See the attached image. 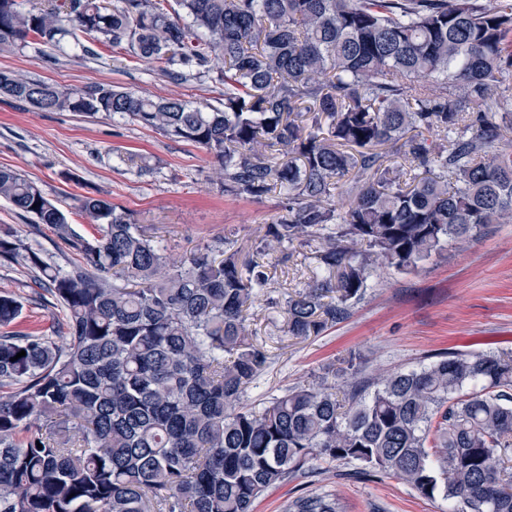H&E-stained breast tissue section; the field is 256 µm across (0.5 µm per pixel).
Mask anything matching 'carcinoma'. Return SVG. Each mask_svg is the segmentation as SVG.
Instances as JSON below:
<instances>
[{"label":"carcinoma","instance_id":"cac0c4a2","mask_svg":"<svg viewBox=\"0 0 512 512\" xmlns=\"http://www.w3.org/2000/svg\"><path fill=\"white\" fill-rule=\"evenodd\" d=\"M79 32L174 80L217 73L219 107L42 85L49 112L128 118L205 150L224 192L280 195L259 253L317 240L323 273L288 296L294 338L344 319L375 268L408 271L512 223V149L494 148L512 111V0H0L2 44ZM33 82L0 71V94L26 103ZM383 146L408 169L385 165ZM0 198L81 258L65 271L0 234V260L27 269L66 326L12 330L23 304L0 294V512H253L314 461L392 474L448 512H512L511 355L441 354L341 396L323 379L248 407L270 363L245 314L267 262L228 241L171 253L90 196L81 236L9 167ZM288 512L336 502L312 493Z\"/></svg>","mask_w":512,"mask_h":512}]
</instances>
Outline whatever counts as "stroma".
<instances>
[{"label":"stroma","instance_id":"stroma-1","mask_svg":"<svg viewBox=\"0 0 512 512\" xmlns=\"http://www.w3.org/2000/svg\"><path fill=\"white\" fill-rule=\"evenodd\" d=\"M0 70L76 88L112 85L156 99L214 106L224 99V86L214 79L176 81L158 65L131 57L124 47L94 43L85 51L69 37L56 47H1ZM139 157L149 163L150 172H139ZM0 166L18 169L34 181L78 234L92 232L79 200L97 196L131 213L136 224L162 236L175 253L218 246L227 238L256 251L281 204L275 192L259 200L225 195L209 180L210 157L191 143L127 119L41 112L4 96ZM5 228L51 264L70 270L79 262L50 226L0 200V229ZM269 275L267 288L247 313L256 342L271 354L258 386L247 392L253 404L315 383L350 356L361 375L372 377L419 366L446 352L512 353V224H493L470 241L449 242L413 271L377 269L364 298L344 320L305 340L285 335L284 305L289 294L319 277L315 246L296 247L288 261L273 262ZM34 289L15 266L0 264V293L25 300L17 329L62 328V314L35 304ZM311 492L331 495L338 512H448L442 496L420 497L395 476H365L345 462L314 464L308 474L269 490L256 501L254 512H288L289 501Z\"/></svg>","mask_w":512,"mask_h":512}]
</instances>
